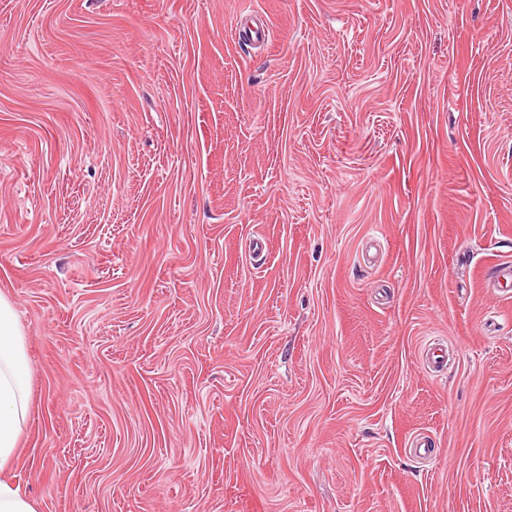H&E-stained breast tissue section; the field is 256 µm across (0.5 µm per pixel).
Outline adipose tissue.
<instances>
[{"instance_id": "adipose-tissue-1", "label": "adipose tissue", "mask_w": 512, "mask_h": 512, "mask_svg": "<svg viewBox=\"0 0 512 512\" xmlns=\"http://www.w3.org/2000/svg\"><path fill=\"white\" fill-rule=\"evenodd\" d=\"M29 413L25 339L9 298L0 293V470L14 458Z\"/></svg>"}]
</instances>
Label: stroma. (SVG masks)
I'll use <instances>...</instances> for the list:
<instances>
[{
	"label": "stroma",
	"mask_w": 512,
	"mask_h": 512,
	"mask_svg": "<svg viewBox=\"0 0 512 512\" xmlns=\"http://www.w3.org/2000/svg\"><path fill=\"white\" fill-rule=\"evenodd\" d=\"M501 262L512 0H0L36 512H512Z\"/></svg>",
	"instance_id": "obj_1"
}]
</instances>
